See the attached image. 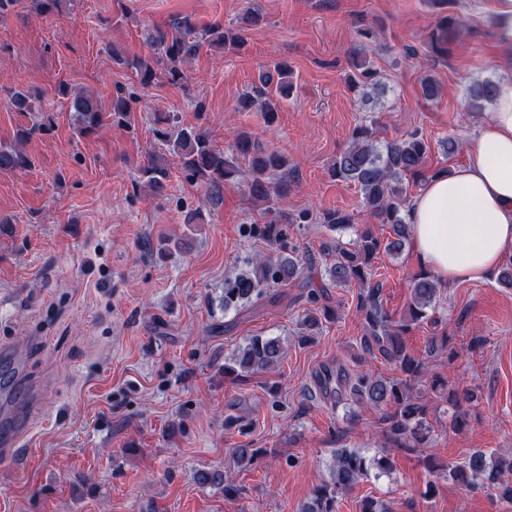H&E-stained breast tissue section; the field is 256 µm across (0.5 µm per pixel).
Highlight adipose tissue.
I'll use <instances>...</instances> for the list:
<instances>
[{"mask_svg": "<svg viewBox=\"0 0 512 512\" xmlns=\"http://www.w3.org/2000/svg\"><path fill=\"white\" fill-rule=\"evenodd\" d=\"M407 222L414 257L440 284L489 278L512 258V79L499 82L469 162L427 178Z\"/></svg>", "mask_w": 512, "mask_h": 512, "instance_id": "ef3b65f1", "label": "adipose tissue"}]
</instances>
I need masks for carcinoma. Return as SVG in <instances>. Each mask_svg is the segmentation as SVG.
I'll use <instances>...</instances> for the list:
<instances>
[{"label": "carcinoma", "instance_id": "1", "mask_svg": "<svg viewBox=\"0 0 512 512\" xmlns=\"http://www.w3.org/2000/svg\"><path fill=\"white\" fill-rule=\"evenodd\" d=\"M262 15L249 9L236 24L224 27L220 24L198 26L185 17L175 20L167 30H159L150 37L154 53L149 58L134 57L121 60V65L136 73L143 85H150L163 74L171 83L183 79V67L195 59L206 45L217 44L227 50L238 52L246 44L245 32L259 25ZM465 30L464 20L454 14L440 16L430 31L427 53L436 61L448 56V44ZM367 46L355 47L350 62L357 70L351 79L349 89L362 105H371L369 111L382 112L385 106L375 100L381 85L379 74L366 60ZM497 81L485 79L468 88L470 107L474 112L482 111L487 104L494 103ZM293 89L288 64L275 62L259 74L258 82L242 93L235 111L255 110L264 123L272 125L280 111L281 104L288 99ZM442 87L430 72H424L420 79V95L425 101L440 97ZM10 104L19 112H33L40 108V96L27 91H16L10 97ZM69 109L74 114L82 135L97 129L103 112L93 96L75 94L69 99ZM131 110L130 98L118 94L112 99V119L117 123L126 120ZM154 131L163 142L168 154L179 158L186 177L198 182L205 189L207 197L218 196L224 184L234 182L241 174L239 163L248 168L245 185L247 194L265 205L270 214L262 229L267 242L275 254L260 259H249L246 268L224 280V295L221 306L224 312L238 311L252 299L260 298L264 288L270 284L299 287L311 286L305 277L303 257L298 247L285 244L288 224H326L333 230L344 229L353 223V217L337 209L324 210L314 214L303 210L297 214L283 212L279 201L291 191L296 172L288 162V156L271 149L250 132L238 133L228 151L215 148L205 131L195 127H182L176 116L165 112L154 115ZM32 134L24 129L17 133V144L5 147L0 144V172H13L29 165L23 144ZM430 143L420 131L414 130L399 139L381 141L377 138V123L360 124L352 130L344 150L337 156L331 168V175L344 182L353 183L358 189L362 203L379 224H388L391 233L364 225L356 238L345 243L341 239L331 240L323 247L330 259L327 267L330 285L348 288L357 284L356 312L364 321L365 335L361 340L362 350L374 356L380 355L400 371L398 378L374 377L369 373L350 374L342 368L326 369L318 377L322 393L334 395L337 399L351 398L356 403H366L375 408L389 409L385 421L389 425V438L400 448H418L428 441L431 433L429 407L422 402L415 384L428 375V366L413 354L404 342V336L414 326L430 319L435 312L438 298V281L423 271L415 275L410 283L411 297L408 310L396 321L383 307L380 300V283L372 282L374 260L382 255H399L409 238L406 221L409 204L408 185L410 180L417 184L422 180L428 166ZM140 180L150 188V197L161 199L167 195L169 170L165 155L151 154L139 167ZM313 308L303 317L306 327L312 329L324 320L334 316V309L320 303L316 290L309 292ZM286 353L277 337L252 336L243 341L224 363V375L237 380L261 374L275 368ZM473 399L469 390H450L446 401L455 407L454 421L458 426L465 424L466 409L463 404ZM425 466L430 478L422 492L429 497L435 492L436 480H449L470 488L480 485L498 492L512 502V456L504 457L482 449L471 451L461 462L438 463L431 455L425 457ZM392 468L389 455L367 458L356 450L337 449L329 478L315 486L312 494L299 506V512H337L340 499L351 492L357 484L367 478L371 471L387 473ZM200 483L216 487L230 496L237 492L231 483L224 482L221 470L203 471Z\"/></svg>", "mask_w": 512, "mask_h": 512}]
</instances>
